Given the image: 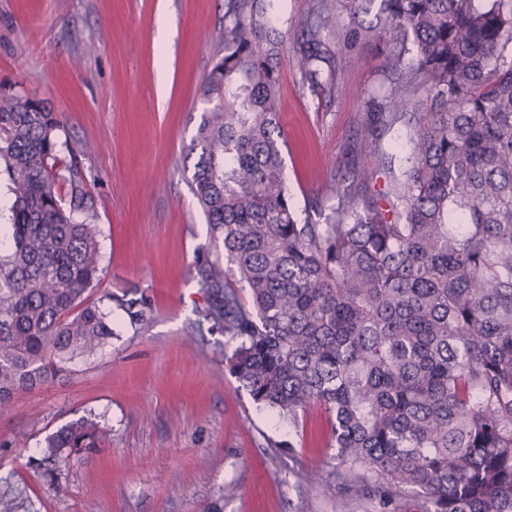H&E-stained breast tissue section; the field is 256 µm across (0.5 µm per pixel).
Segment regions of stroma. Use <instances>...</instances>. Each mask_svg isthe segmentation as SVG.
Masks as SVG:
<instances>
[{"label": "stroma", "mask_w": 512, "mask_h": 512, "mask_svg": "<svg viewBox=\"0 0 512 512\" xmlns=\"http://www.w3.org/2000/svg\"><path fill=\"white\" fill-rule=\"evenodd\" d=\"M176 28L158 43V15ZM224 50V0H0V86L42 99L61 119L94 196L103 273L92 300L135 289L152 301L68 382L18 392L0 415V512H422L338 489V460L319 409L301 428L257 410L224 368V338L184 342L203 291L186 269L211 246L188 187L186 157L201 120L202 87ZM326 101L280 56V121L297 209L325 200L380 86L382 44L341 46ZM98 415L106 448L69 466L41 465L47 436Z\"/></svg>", "instance_id": "stroma-1"}]
</instances>
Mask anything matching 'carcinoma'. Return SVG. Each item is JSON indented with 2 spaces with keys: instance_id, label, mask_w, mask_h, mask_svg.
I'll return each instance as SVG.
<instances>
[{
  "instance_id": "1",
  "label": "carcinoma",
  "mask_w": 512,
  "mask_h": 512,
  "mask_svg": "<svg viewBox=\"0 0 512 512\" xmlns=\"http://www.w3.org/2000/svg\"><path fill=\"white\" fill-rule=\"evenodd\" d=\"M224 54L187 147L191 193L214 251L188 275L198 322L232 345L224 365L258 409L300 427L319 406L327 447L355 488L413 490L424 512H512V0H347L345 42L385 45V90L361 89L357 164L301 219L285 175L279 60L292 41L303 81L333 97L341 57L314 0L292 32L270 0H225ZM407 129L396 182L379 135ZM48 102H0V414L14 395L63 382L114 336L89 301L103 271L95 199L77 159L59 157ZM67 187L61 194V186ZM130 327L145 294H110ZM108 442L82 416L43 459L78 460Z\"/></svg>"
}]
</instances>
